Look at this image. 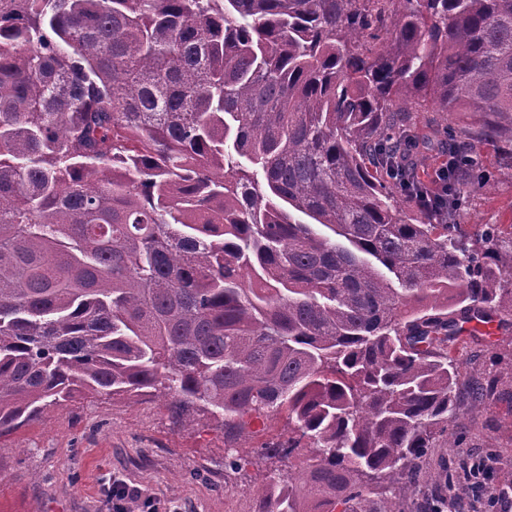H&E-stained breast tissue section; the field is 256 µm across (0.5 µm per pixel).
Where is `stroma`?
Returning a JSON list of instances; mask_svg holds the SVG:
<instances>
[{"label":"stroma","mask_w":512,"mask_h":512,"mask_svg":"<svg viewBox=\"0 0 512 512\" xmlns=\"http://www.w3.org/2000/svg\"><path fill=\"white\" fill-rule=\"evenodd\" d=\"M412 117L424 138L420 159L430 179L444 160L436 129L449 124L464 131L469 120L431 106ZM481 155L486 186L468 194L460 221L471 233L497 224L511 234L512 171L492 146H482ZM454 354L462 363L463 384L482 381L494 370L499 393L485 405L464 407L455 428L459 447L429 449L424 476L406 496V512H420L435 499L448 502L450 512H468L467 468L478 461L490 467L494 512H512V330L497 331L491 342L462 337ZM227 454L222 430L175 426L166 398L77 403L6 439L0 512H112L107 490L116 479L155 499L159 512H253L270 477L286 469L300 476L309 461L303 448L282 460L253 453L250 465L234 471L224 466ZM448 472L454 479L447 486L438 477Z\"/></svg>","instance_id":"35a3bbf8"}]
</instances>
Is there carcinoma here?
Here are the masks:
<instances>
[{
	"instance_id": "1",
	"label": "carcinoma",
	"mask_w": 512,
	"mask_h": 512,
	"mask_svg": "<svg viewBox=\"0 0 512 512\" xmlns=\"http://www.w3.org/2000/svg\"><path fill=\"white\" fill-rule=\"evenodd\" d=\"M427 103L480 127L441 135L437 214L399 167ZM505 138L512 0H0V449L169 396L310 449L254 512H404L459 446L449 343L512 328V237L455 221Z\"/></svg>"
}]
</instances>
